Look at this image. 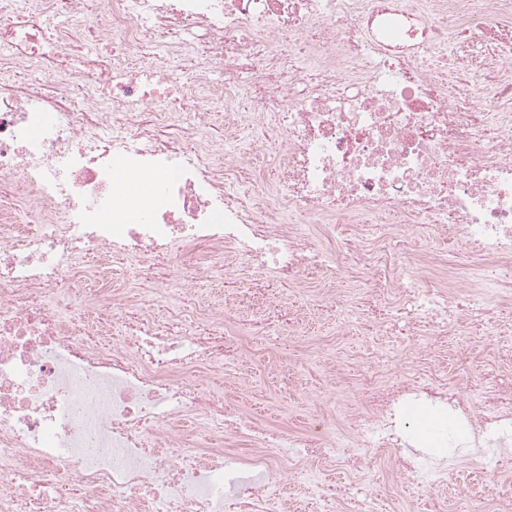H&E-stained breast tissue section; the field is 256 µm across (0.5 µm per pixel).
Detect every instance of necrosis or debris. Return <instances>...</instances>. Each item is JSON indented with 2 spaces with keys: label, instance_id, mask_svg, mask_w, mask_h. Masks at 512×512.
<instances>
[{
  "label": "necrosis or debris",
  "instance_id": "obj_1",
  "mask_svg": "<svg viewBox=\"0 0 512 512\" xmlns=\"http://www.w3.org/2000/svg\"><path fill=\"white\" fill-rule=\"evenodd\" d=\"M63 16L64 43L39 25ZM511 25L512 0H0V512H512L508 492L435 494L474 459L512 474V346L469 337L512 321V276L476 286L410 244L512 259V57L468 42L496 50ZM90 34L98 52H77ZM199 90L207 110L174 122V95ZM117 167L142 203H117ZM340 220L353 233L332 250L304 228ZM227 250L312 299L283 321L213 306L185 281L220 275ZM117 267L121 290L103 282ZM331 271L383 292L318 287ZM353 299L377 345L357 398L296 430L211 390L215 366L244 375L247 343L301 344ZM451 347L477 385L450 377ZM413 407L447 432L417 436ZM374 466L390 493L319 480Z\"/></svg>",
  "mask_w": 512,
  "mask_h": 512
}]
</instances>
